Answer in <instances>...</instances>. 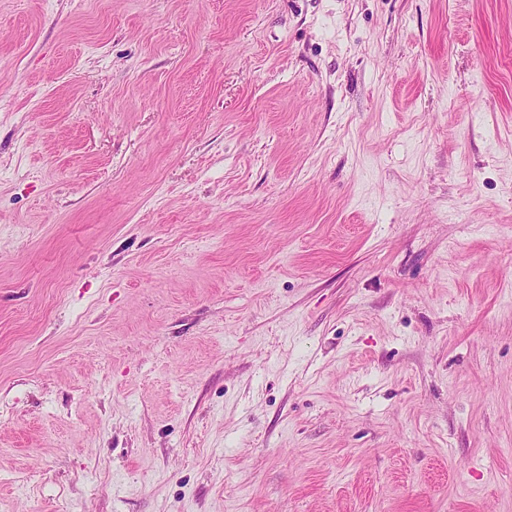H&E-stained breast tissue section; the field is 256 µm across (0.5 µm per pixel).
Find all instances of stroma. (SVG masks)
Listing matches in <instances>:
<instances>
[{
	"label": "stroma",
	"mask_w": 512,
	"mask_h": 512,
	"mask_svg": "<svg viewBox=\"0 0 512 512\" xmlns=\"http://www.w3.org/2000/svg\"><path fill=\"white\" fill-rule=\"evenodd\" d=\"M0 512H512V0H0Z\"/></svg>",
	"instance_id": "stroma-1"
}]
</instances>
